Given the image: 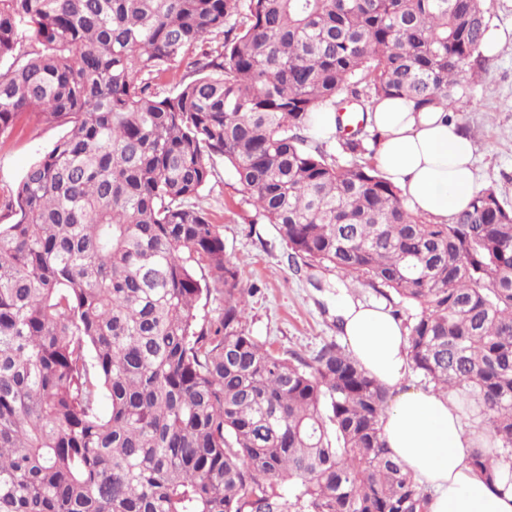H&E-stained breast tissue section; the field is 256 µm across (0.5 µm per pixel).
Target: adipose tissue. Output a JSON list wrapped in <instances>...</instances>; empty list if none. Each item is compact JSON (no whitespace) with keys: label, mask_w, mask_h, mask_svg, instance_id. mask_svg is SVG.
Returning <instances> with one entry per match:
<instances>
[{"label":"adipose tissue","mask_w":512,"mask_h":512,"mask_svg":"<svg viewBox=\"0 0 512 512\" xmlns=\"http://www.w3.org/2000/svg\"><path fill=\"white\" fill-rule=\"evenodd\" d=\"M383 176L400 187L410 209L434 223L467 207L478 190L475 146L456 122L406 99L374 108ZM338 326L351 355L393 395L381 419L392 456L430 496L429 512H512V457H500L486 482L471 465L482 430L464 421L453 394L409 381L408 331L382 304L341 295Z\"/></svg>","instance_id":"ef3b65f1"}]
</instances>
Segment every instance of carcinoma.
<instances>
[{
    "instance_id": "carcinoma-1",
    "label": "carcinoma",
    "mask_w": 512,
    "mask_h": 512,
    "mask_svg": "<svg viewBox=\"0 0 512 512\" xmlns=\"http://www.w3.org/2000/svg\"><path fill=\"white\" fill-rule=\"evenodd\" d=\"M485 0H0V140L21 112L65 134L0 224V512H426L392 460L388 389L343 348L284 357L246 333L215 158L291 258L416 307L409 361L476 397L487 479L512 456V208L436 224L364 155L369 112L454 118ZM197 77L162 95L174 63ZM355 107L351 160L306 146ZM372 133H366V129ZM224 296L199 318L204 293ZM107 408H102V402Z\"/></svg>"
}]
</instances>
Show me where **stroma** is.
Instances as JSON below:
<instances>
[{
	"label": "stroma",
	"mask_w": 512,
	"mask_h": 512,
	"mask_svg": "<svg viewBox=\"0 0 512 512\" xmlns=\"http://www.w3.org/2000/svg\"><path fill=\"white\" fill-rule=\"evenodd\" d=\"M487 4L490 29L508 34L509 39L456 108L463 112L461 125L476 147L479 188H494L501 201L512 206V0H487ZM63 133V127L45 122L40 113L17 117L9 138L0 144V214L28 165ZM198 205L222 225L225 254L239 267L248 291L245 330L270 342L281 355L310 358L324 344L339 342L334 306L341 287L354 299L385 303L401 320L415 312L397 294L381 293L363 280L325 271L313 281L307 272L297 271L274 226L254 222L248 194L223 162H216Z\"/></svg>",
	"instance_id": "1"
}]
</instances>
